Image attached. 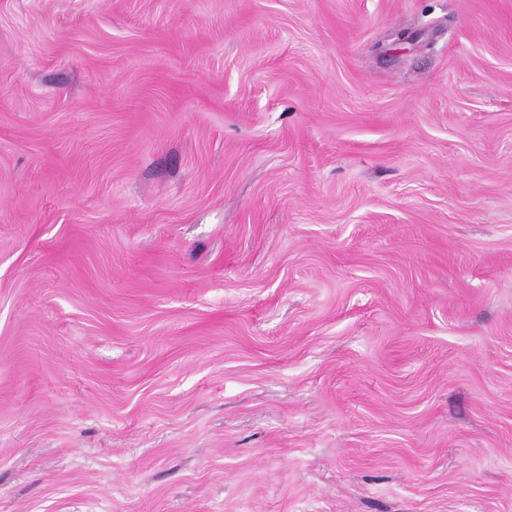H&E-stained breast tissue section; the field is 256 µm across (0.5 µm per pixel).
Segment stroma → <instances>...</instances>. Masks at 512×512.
Segmentation results:
<instances>
[{
  "instance_id": "obj_1",
  "label": "stroma",
  "mask_w": 512,
  "mask_h": 512,
  "mask_svg": "<svg viewBox=\"0 0 512 512\" xmlns=\"http://www.w3.org/2000/svg\"><path fill=\"white\" fill-rule=\"evenodd\" d=\"M0 512H512V0H0Z\"/></svg>"
}]
</instances>
